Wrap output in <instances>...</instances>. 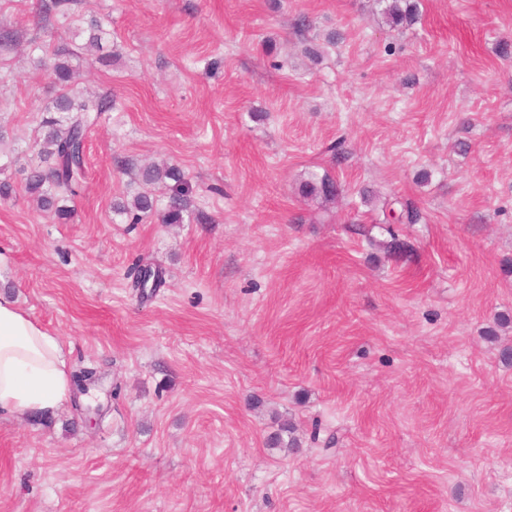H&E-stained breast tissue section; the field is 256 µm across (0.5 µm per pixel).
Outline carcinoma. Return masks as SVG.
Instances as JSON below:
<instances>
[{
	"mask_svg": "<svg viewBox=\"0 0 512 512\" xmlns=\"http://www.w3.org/2000/svg\"><path fill=\"white\" fill-rule=\"evenodd\" d=\"M383 4L382 14L391 27L410 28L421 17V0H378ZM107 35L102 24L92 20L88 29L87 47L102 46ZM75 53L66 46L56 48L52 53V62L45 64L55 83L58 94L49 105L47 112L69 114L68 121L46 117L42 121L43 134L34 140L39 163L30 167L25 177L24 190L44 209H53L61 219L70 216V209L64 202L79 195L85 178V145L88 133L99 114L110 112L114 100L110 95H100L85 99L73 90L78 77V68L72 64ZM139 180L145 185L163 184L169 193L163 199L148 191L134 194L126 202L113 204L114 211L126 217L128 223L139 224L143 218L163 209L165 222L180 224L184 214L192 206L191 189L185 173L176 165L152 164L141 170ZM301 193L324 202L335 200L339 185L333 177L325 174L321 177L312 174L302 181ZM420 212L409 204L402 205L401 211H391L389 223L415 224ZM159 288L163 283L162 271L139 269L135 277V286L146 287L148 282ZM270 445L277 448H296L298 439L294 436L293 425L285 422L278 433L270 438Z\"/></svg>",
	"mask_w": 512,
	"mask_h": 512,
	"instance_id": "cac0c4a2",
	"label": "carcinoma"
}]
</instances>
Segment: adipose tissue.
<instances>
[{
    "label": "adipose tissue",
    "mask_w": 512,
    "mask_h": 512,
    "mask_svg": "<svg viewBox=\"0 0 512 512\" xmlns=\"http://www.w3.org/2000/svg\"><path fill=\"white\" fill-rule=\"evenodd\" d=\"M70 387L61 338L0 293V413H44L66 400Z\"/></svg>",
    "instance_id": "adipose-tissue-1"
}]
</instances>
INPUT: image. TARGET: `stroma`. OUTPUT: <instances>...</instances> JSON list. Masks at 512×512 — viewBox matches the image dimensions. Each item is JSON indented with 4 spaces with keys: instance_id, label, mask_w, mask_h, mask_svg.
<instances>
[{
    "instance_id": "1",
    "label": "stroma",
    "mask_w": 512,
    "mask_h": 512,
    "mask_svg": "<svg viewBox=\"0 0 512 512\" xmlns=\"http://www.w3.org/2000/svg\"><path fill=\"white\" fill-rule=\"evenodd\" d=\"M421 11L0 0V292L98 376L0 415V512H512V0ZM93 18L111 59L79 89L116 107L60 221L23 190L58 92L41 61ZM152 161L191 181L183 223L113 213ZM312 172L341 187L327 208ZM396 197L422 218L388 231ZM286 419L299 448L268 447ZM383 3L382 14L391 27L410 28L421 17L420 0H378ZM300 191L306 197L321 199L322 202H330L335 200L338 195L339 185L328 174L321 177L311 174L308 179L302 181Z\"/></svg>"
}]
</instances>
